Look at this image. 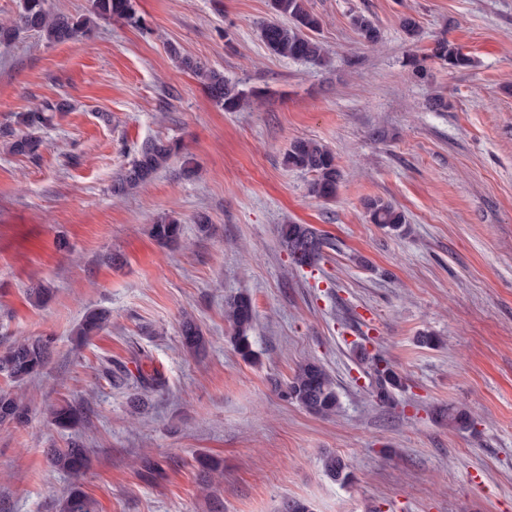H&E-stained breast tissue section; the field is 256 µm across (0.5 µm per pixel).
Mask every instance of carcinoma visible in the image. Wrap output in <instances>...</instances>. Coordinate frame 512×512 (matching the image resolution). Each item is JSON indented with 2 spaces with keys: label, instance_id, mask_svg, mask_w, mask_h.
<instances>
[{
  "label": "carcinoma",
  "instance_id": "obj_1",
  "mask_svg": "<svg viewBox=\"0 0 512 512\" xmlns=\"http://www.w3.org/2000/svg\"><path fill=\"white\" fill-rule=\"evenodd\" d=\"M271 19L259 26V37L268 51L277 57L292 60L325 61V50L314 36L320 26V17L309 7V0H269ZM123 21L138 25L134 0H91L88 13L70 16L53 13L46 7V0H20L15 16L0 23V42H9L22 31H33L49 44H62L77 39L91 30L99 21ZM351 25L363 44H376L381 33L379 28L365 15L351 16ZM169 54L179 66L194 73L203 86L208 98L226 112H237L250 99L258 97L254 92H245L224 75L206 65L181 54L175 45L169 46ZM432 57L452 68H468L472 59L461 48L442 38L436 41ZM61 110V104L44 102L39 107L16 115L17 128L5 132L4 149L7 153L36 158L43 144L40 131L51 126L53 113ZM181 146L177 141L155 138L144 142L137 157L121 170L112 183L115 194L127 193L150 182L160 169L179 154ZM285 167L313 176L310 192L322 199L336 195L340 171L336 157L326 146L311 140L293 141L283 157ZM369 221L379 224L390 232H400L406 224L405 215L389 202L371 199L366 203ZM150 233L163 248L173 249L180 245L183 225L174 216L164 215L150 225ZM279 238L288 252L291 264L296 267L310 266L321 256L326 244L314 229L305 224H283ZM110 315L103 309L85 312L74 335L85 340L97 335L109 321ZM255 318V308L247 294L235 296L224 304V319L232 329L231 343L235 352L245 362L257 360L250 331ZM182 348L196 352L204 347L206 339L194 318L187 315L180 325ZM52 355V339L48 337H24L0 351V375L17 386L39 374L49 364ZM135 383L141 388L164 386V379L157 370L138 369ZM402 385L400 376L387 364L375 363L371 375L374 397L382 404L394 402L395 391ZM282 395L316 416H330L339 407V396L335 383L328 371L314 361L300 365L285 384ZM86 418V411L80 404L66 403L51 411L54 424L70 429ZM28 419V410L21 397L12 390L0 389V424L22 425ZM448 426L463 431L474 426V419L468 411L448 407ZM49 461L57 470L77 474L85 470L89 459L84 448L76 440L66 448H54ZM326 474L336 482L348 480V464L339 455L330 454L324 459ZM61 512H97V506L79 485L71 486Z\"/></svg>",
  "mask_w": 512,
  "mask_h": 512
}]
</instances>
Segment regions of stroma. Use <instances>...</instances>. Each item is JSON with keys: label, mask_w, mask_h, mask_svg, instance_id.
<instances>
[{"label": "stroma", "mask_w": 512, "mask_h": 512, "mask_svg": "<svg viewBox=\"0 0 512 512\" xmlns=\"http://www.w3.org/2000/svg\"><path fill=\"white\" fill-rule=\"evenodd\" d=\"M135 5L136 26L0 45V128L43 100L64 104L38 158L0 150V350L19 336L54 339L49 365L21 388L28 422L0 425V512H61L74 483L99 512H281L290 499L313 512H512V0H311L323 64L268 52L258 35L268 0ZM359 12L381 30L376 46L359 43ZM440 38L472 66L431 58ZM172 43L259 101L216 107L170 58ZM416 57L426 80L411 75ZM437 95L446 110H430ZM149 138L178 140L182 153L113 197V177ZM297 138L335 154L334 199L311 196L310 175L283 165ZM369 199L403 211L404 232L370 223ZM164 213L184 226L174 251L148 232ZM283 224L324 235L316 266L291 265ZM40 284L52 294L37 306L29 290ZM239 292L256 310L255 364L228 342L224 300ZM94 308L110 322L76 344ZM186 313L207 339L197 355L180 347ZM424 332L439 345H421ZM138 345L163 389L103 378ZM380 358L405 382L389 406L370 394ZM307 360L335 378V416L283 397ZM69 402L88 420L63 431L49 409ZM451 405L474 430L441 419ZM73 440L91 458L75 477L48 461ZM328 453L346 459L348 483L325 475ZM144 456L161 467L150 480L138 473ZM202 456L222 476L205 482Z\"/></svg>", "instance_id": "stroma-1"}]
</instances>
